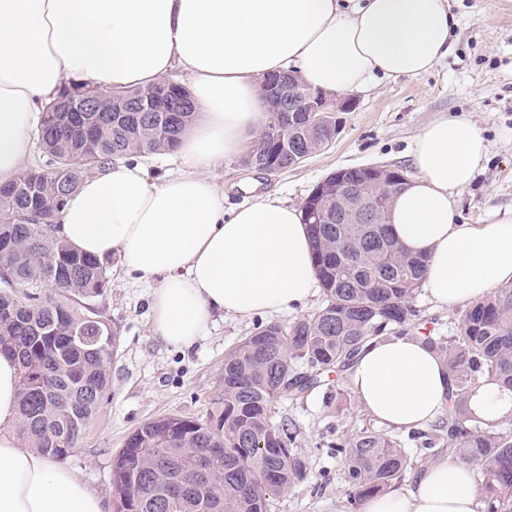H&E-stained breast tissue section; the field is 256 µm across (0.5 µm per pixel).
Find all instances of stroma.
Returning a JSON list of instances; mask_svg holds the SVG:
<instances>
[{
  "mask_svg": "<svg viewBox=\"0 0 512 512\" xmlns=\"http://www.w3.org/2000/svg\"><path fill=\"white\" fill-rule=\"evenodd\" d=\"M457 24L451 49L422 77L380 79L354 92L356 107L343 113L342 128L325 150L297 168L265 174L245 166L240 156L225 158L215 170L224 187V207L253 203L272 193L299 206L330 173L352 166L376 165L413 179L412 148L417 134L445 116L463 115L483 133L486 155L473 181L457 193L464 221L477 224L489 215L512 210V0H448ZM108 285L87 299L118 336V356L109 367L105 398L73 453L64 460L104 498L112 496V460L127 438L145 423L162 417L208 419L224 394V357L260 323L293 322L316 312L315 295L305 307L275 315L216 319L188 349L174 347L153 331L152 292L126 268L109 259ZM422 331L454 335L464 307L433 304L426 290L414 298ZM274 423L294 425L297 449L309 462L301 485L269 500L268 512H349L342 461L330 447L337 436L369 429L385 431L406 448L414 463L400 482L408 488L425 465L410 431L382 429L361 406L348 377L328 372L320 387L281 397L272 407Z\"/></svg>",
  "mask_w": 512,
  "mask_h": 512,
  "instance_id": "stroma-1",
  "label": "stroma"
}]
</instances>
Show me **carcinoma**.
<instances>
[{
	"mask_svg": "<svg viewBox=\"0 0 512 512\" xmlns=\"http://www.w3.org/2000/svg\"><path fill=\"white\" fill-rule=\"evenodd\" d=\"M75 99L87 111H64ZM269 105L245 165L277 174L334 140L336 124L313 126L306 112ZM196 118L187 88L172 79L107 98L65 81L34 134L52 166H30L0 184V266L28 288L21 298L9 286L0 291V355L20 370L18 432L51 459L75 449L118 352L110 325L78 307L106 288V262L56 240L55 215L87 173L177 151ZM401 190L399 172L368 167L344 169L340 186L331 178L314 187L302 211L316 215L307 226L322 307L289 324L256 325L224 359V397L209 420L163 417L134 432L112 462L113 512H267L271 496L307 480L296 429L272 423L273 403L316 386L326 370L347 373L366 344L410 331L419 317L413 298L427 258L395 239L385 223L390 209L381 211V224H354L346 207L351 193L376 211ZM41 288L57 290L59 299L42 300ZM421 338L447 364L452 391L434 428L412 440L425 453L448 434L446 454L478 467L481 512H512V430H497L468 408L482 387L512 392V287L470 306L456 335ZM333 448L352 512L393 488L410 465L400 442L374 432L338 436ZM201 454L215 456L212 469L181 487Z\"/></svg>",
	"mask_w": 512,
	"mask_h": 512,
	"instance_id": "cac0c4a2",
	"label": "carcinoma"
}]
</instances>
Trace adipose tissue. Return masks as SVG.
<instances>
[{
    "label": "adipose tissue",
    "instance_id": "1",
    "mask_svg": "<svg viewBox=\"0 0 512 512\" xmlns=\"http://www.w3.org/2000/svg\"><path fill=\"white\" fill-rule=\"evenodd\" d=\"M454 26L448 0H0V184L20 173L65 79L122 90L180 66L200 113L180 138L186 171L158 184L137 162L89 173L55 234L159 280L154 333L191 347L214 317L292 311L318 290L301 210L266 194L225 211L209 175L259 132L269 109L262 80L293 70L312 89L340 94L419 77L448 53ZM485 155L470 119L440 118L417 135V176L393 201L391 231L427 257L424 286L443 308L512 284V212L466 224L457 206ZM350 380L378 421L415 429L441 416L451 384L442 359L410 335L365 346ZM18 388L15 362L0 355V512H105L99 491L20 444ZM478 507L471 468L443 458L363 512Z\"/></svg>",
    "mask_w": 512,
    "mask_h": 512
}]
</instances>
